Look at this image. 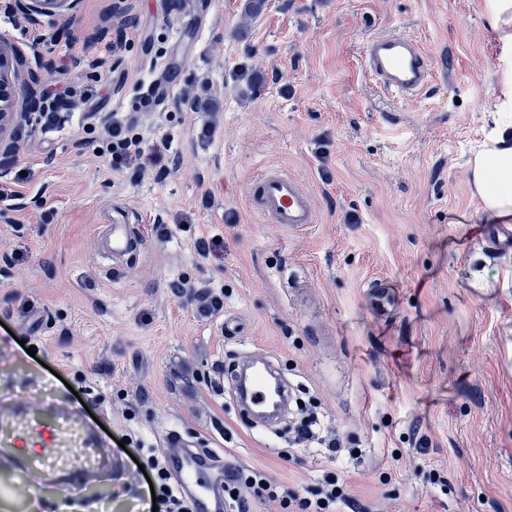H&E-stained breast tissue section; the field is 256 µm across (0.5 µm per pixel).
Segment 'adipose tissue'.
<instances>
[{
	"label": "adipose tissue",
	"mask_w": 512,
	"mask_h": 512,
	"mask_svg": "<svg viewBox=\"0 0 512 512\" xmlns=\"http://www.w3.org/2000/svg\"><path fill=\"white\" fill-rule=\"evenodd\" d=\"M486 13L502 45L501 108L495 128L471 160L468 180L491 224L512 221V0H487Z\"/></svg>",
	"instance_id": "ef3b65f1"
}]
</instances>
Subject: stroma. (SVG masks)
<instances>
[{
	"label": "stroma",
	"instance_id": "35a3bbf8",
	"mask_svg": "<svg viewBox=\"0 0 512 512\" xmlns=\"http://www.w3.org/2000/svg\"><path fill=\"white\" fill-rule=\"evenodd\" d=\"M79 0L29 16L0 0L21 79L71 90L0 159V415L29 407L102 443L81 494L0 461V512H141L147 449L180 430L278 486L332 468L370 512H512V250L491 244L468 161L499 109L485 0ZM430 49L408 100L363 67L371 37ZM106 72L97 80V72ZM141 151L112 155L113 122ZM269 170L309 191L314 224L264 223ZM137 251H101L113 208ZM394 294L378 316L366 295ZM262 357L358 458L326 463L287 424L251 420L226 368ZM442 476L444 486L434 485Z\"/></svg>",
	"mask_w": 512,
	"mask_h": 512
}]
</instances>
